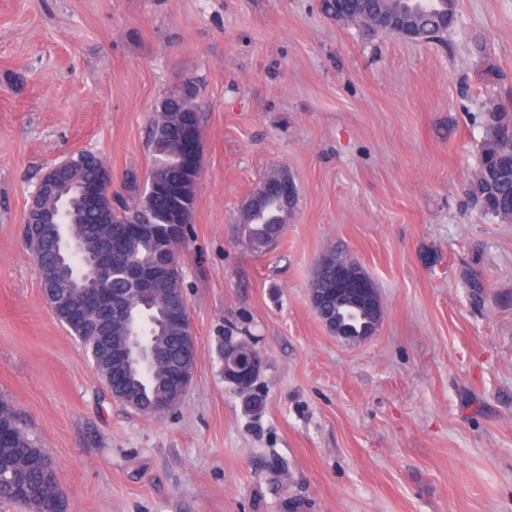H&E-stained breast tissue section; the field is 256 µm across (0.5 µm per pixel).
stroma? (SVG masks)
<instances>
[{"instance_id": "obj_1", "label": "stroma", "mask_w": 512, "mask_h": 512, "mask_svg": "<svg viewBox=\"0 0 512 512\" xmlns=\"http://www.w3.org/2000/svg\"><path fill=\"white\" fill-rule=\"evenodd\" d=\"M320 3L0 0V401L67 512H512V222L466 194L488 111H512V0H457L428 43ZM187 77L204 109L183 255L197 353L156 417L108 393L23 227L65 156L147 176L155 107ZM274 171L298 204L257 253L238 212ZM330 248L381 297L358 344L309 302ZM229 335L262 360L259 409L224 379Z\"/></svg>"}]
</instances>
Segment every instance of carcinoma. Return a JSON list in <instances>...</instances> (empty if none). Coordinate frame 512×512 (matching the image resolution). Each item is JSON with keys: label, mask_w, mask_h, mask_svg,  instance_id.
<instances>
[{"label": "carcinoma", "mask_w": 512, "mask_h": 512, "mask_svg": "<svg viewBox=\"0 0 512 512\" xmlns=\"http://www.w3.org/2000/svg\"><path fill=\"white\" fill-rule=\"evenodd\" d=\"M404 0H353L352 16L361 24L373 27V20L383 12L398 10ZM418 18L428 24L434 14L448 11V0H418ZM197 87L187 91L167 92L155 109L147 147L152 157V168L147 181L166 179L183 185L185 193L171 198L165 194L151 196L137 185L135 175L128 176L129 198L119 206L106 201L104 207L89 213L71 203L67 212L60 213L62 201L72 197L84 183L96 178L99 170L91 157L73 161L62 171L64 183L58 193L48 195L42 208L53 215V223L46 226L44 239L38 243V259L43 283L57 289L60 300L50 305L57 319L70 321L75 302L76 265L56 257L55 238L60 229L69 226L85 236L91 247L108 256L112 274L106 276L102 287L112 299L122 302L121 309L103 303L87 314L85 322L74 326L76 339L94 358L96 372L116 401L141 413L172 395L174 373L195 364V354L189 352L185 336L190 328L189 314L176 322L171 319L172 305L185 306L183 276L180 272L181 252L184 247L183 224L192 220L197 179L184 168L181 153V135L184 114L191 115L196 126H201ZM489 135L483 149L484 163L468 189L483 211L502 222L512 220V128L511 112L492 111L486 121ZM288 215L275 197H267L260 189L251 193L249 202L240 209L238 223L245 237L262 241L268 229L282 230ZM136 265L152 274L154 308L147 312L141 306L138 283L129 277L127 269ZM126 318L132 324L146 322L148 342L157 353L156 361L141 372L112 360V342L127 334ZM0 502H9L25 512H66V502L60 490L52 460L37 439L22 425L15 411L0 403Z\"/></svg>", "instance_id": "1"}]
</instances>
